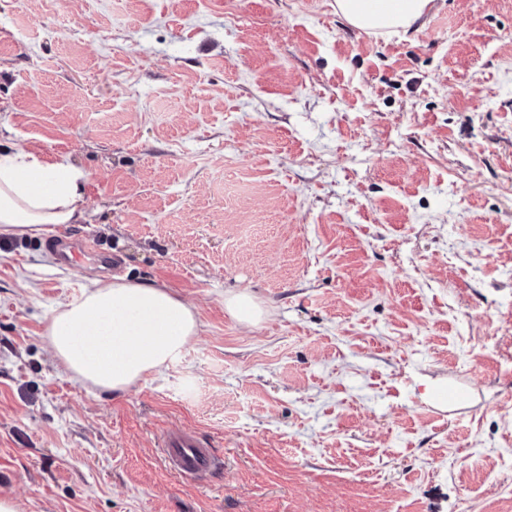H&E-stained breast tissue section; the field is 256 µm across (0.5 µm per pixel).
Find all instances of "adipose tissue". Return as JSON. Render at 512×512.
Wrapping results in <instances>:
<instances>
[{"mask_svg": "<svg viewBox=\"0 0 512 512\" xmlns=\"http://www.w3.org/2000/svg\"><path fill=\"white\" fill-rule=\"evenodd\" d=\"M433 0H336L337 12L372 34L408 32ZM69 157L51 162L0 140V235H35L91 221L94 212ZM195 306L166 286L95 278L79 299L53 310L49 336L62 372L103 392H125L179 358L200 335Z\"/></svg>", "mask_w": 512, "mask_h": 512, "instance_id": "obj_1", "label": "adipose tissue"}]
</instances>
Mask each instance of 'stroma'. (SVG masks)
Segmentation results:
<instances>
[{"instance_id": "obj_1", "label": "stroma", "mask_w": 512, "mask_h": 512, "mask_svg": "<svg viewBox=\"0 0 512 512\" xmlns=\"http://www.w3.org/2000/svg\"><path fill=\"white\" fill-rule=\"evenodd\" d=\"M0 133L69 156L95 211L72 232L204 324L127 392L80 386L49 317L102 269L1 240L0 498L512 512V0L391 36L335 0H0ZM174 428L212 448L204 479L168 467ZM227 309L246 326L255 325L263 315L260 306L247 295H236L227 300Z\"/></svg>"}]
</instances>
